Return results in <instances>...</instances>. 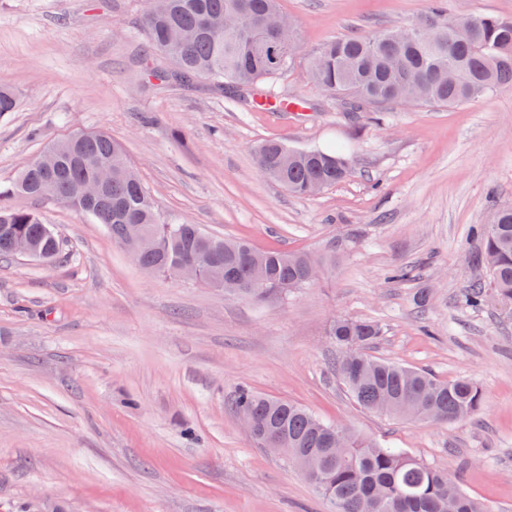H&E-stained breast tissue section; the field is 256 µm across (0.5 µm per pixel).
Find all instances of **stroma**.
<instances>
[{
  "mask_svg": "<svg viewBox=\"0 0 512 512\" xmlns=\"http://www.w3.org/2000/svg\"><path fill=\"white\" fill-rule=\"evenodd\" d=\"M297 63L262 90L302 111L262 112L207 81L152 79L146 0H0V190L51 141L102 131L165 218L256 248L323 258L317 279L256 303L139 267L104 225L50 200L57 259L0 260V512H331L302 473L260 448L241 389L293 401L458 476L512 512V320L461 302L488 282L475 225L512 202V87L456 107L349 112L307 60L342 35L423 17L427 0H280ZM344 148L350 171L299 198L254 148ZM414 266L408 281L393 269ZM344 316L381 325L371 355L483 389L477 417L419 424L359 408L326 334Z\"/></svg>",
  "mask_w": 512,
  "mask_h": 512,
  "instance_id": "35a3bbf8",
  "label": "stroma"
}]
</instances>
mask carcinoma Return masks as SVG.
Wrapping results in <instances>:
<instances>
[{"instance_id":"1","label":"carcinoma","mask_w":512,"mask_h":512,"mask_svg":"<svg viewBox=\"0 0 512 512\" xmlns=\"http://www.w3.org/2000/svg\"><path fill=\"white\" fill-rule=\"evenodd\" d=\"M277 9L278 0H149L144 14L147 53L173 62V68L153 69L149 76L179 84L202 78L220 90L255 98L258 82L288 70L298 50L296 45L287 47L275 61L265 52L271 42L265 19ZM411 29L421 32L411 43L395 38L396 27L369 37L328 41L310 60L313 81L351 109L397 103L395 84L400 79L425 84V103L442 106L462 105L512 87L511 19L450 17L445 0H430L427 14ZM16 104L14 92L0 85V117L14 111ZM45 150L52 151L51 174L39 169L36 158L9 191L65 204L104 225L112 242L124 249L142 233L155 235L161 250L144 255L146 270L164 273L175 262L194 264L197 280L215 287L207 262L211 257L240 282L238 296L258 303L272 294L305 287L308 265L321 263L307 253L258 251L245 241L211 235L197 224L162 218L145 186L128 176L121 147L103 132L81 133ZM256 160L263 175L301 197L340 182L349 170L339 151L317 149L307 155L279 140L261 144ZM102 168L112 169V179L96 199H83L80 186ZM1 224L41 248L60 242L54 228L30 210L0 204ZM478 234V261L488 269L490 285H472L464 303L481 309L493 293L501 314L510 319L512 204L497 205L490 223L480 225ZM327 335L340 352L336 376L363 409L423 423L430 422L431 409L436 422L445 424L470 419L481 410L483 390L473 379L441 380L371 356L368 349L382 335L373 321L338 317L329 324ZM234 410L253 415L259 444L277 440L299 458V469L334 512H492L463 492L448 472L351 430L346 455L336 456L327 446L336 425L293 402L244 390L235 398Z\"/></svg>"}]
</instances>
